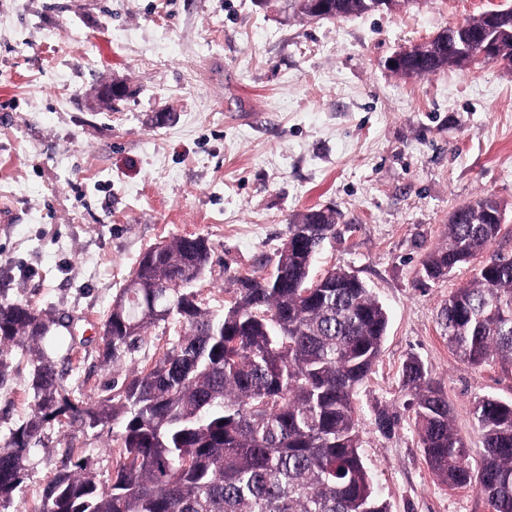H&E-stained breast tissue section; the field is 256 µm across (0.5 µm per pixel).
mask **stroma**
Segmentation results:
<instances>
[{
  "instance_id": "stroma-1",
  "label": "stroma",
  "mask_w": 512,
  "mask_h": 512,
  "mask_svg": "<svg viewBox=\"0 0 512 512\" xmlns=\"http://www.w3.org/2000/svg\"><path fill=\"white\" fill-rule=\"evenodd\" d=\"M504 2L416 0L310 20L285 18L283 0H0V303L64 322L65 396L112 395L176 339L172 321L120 361L104 357L103 323L150 246L207 238L210 264L193 289L220 313L233 277L270 272L290 218L330 208L342 220L312 279L355 274L389 319L354 393L364 461L391 512H487L474 487H447L428 469L400 385L418 356L474 449L473 402L512 400V367L463 363L437 323L469 267L421 273L448 241L450 213L484 196L505 208L508 234L493 249L512 253V66L405 78L387 61ZM115 79L129 96L100 108L96 87ZM0 359L1 447L33 412L35 356L12 346ZM382 410L400 418L388 436ZM115 432L50 420L0 512H39L46 485L81 457L107 481Z\"/></svg>"
}]
</instances>
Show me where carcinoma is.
<instances>
[{
    "label": "carcinoma",
    "instance_id": "carcinoma-1",
    "mask_svg": "<svg viewBox=\"0 0 512 512\" xmlns=\"http://www.w3.org/2000/svg\"><path fill=\"white\" fill-rule=\"evenodd\" d=\"M373 2L327 0L322 18L371 13ZM495 13L512 60V7ZM486 28L484 13L467 19L454 42L414 47L394 73L425 77L459 68ZM340 219L289 221L288 236H307L278 255L275 267L287 285L238 276L221 315L193 290L209 263L206 238L148 248L103 324L104 351L115 362L170 319L183 333L153 367L90 405L62 395L57 322L27 304H0V348L29 346L38 354L33 413L0 450V500L23 483L45 423L66 413L73 422L119 425V462L102 487L87 461L77 460L44 489L40 512H390L360 454L353 403L381 354L387 312L349 272L310 278ZM503 224L500 203L488 196L453 214L448 243L427 255L424 275L438 279L476 259L503 237ZM438 324L461 361L512 365V256L498 252L475 266L440 306ZM401 388L435 476L450 487H475L488 512H512V402L475 401L482 448L474 457L452 425L448 393L416 355L403 365Z\"/></svg>",
    "mask_w": 512,
    "mask_h": 512
}]
</instances>
